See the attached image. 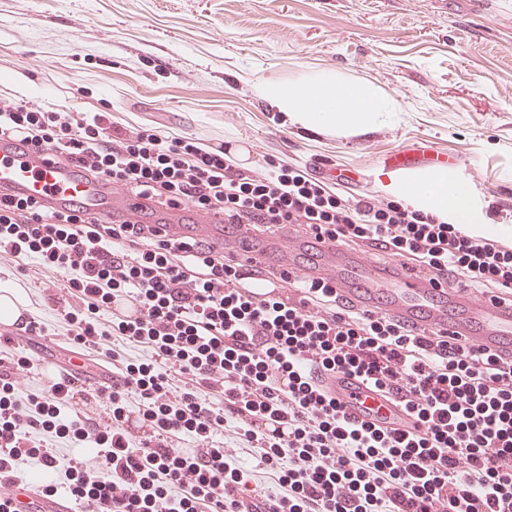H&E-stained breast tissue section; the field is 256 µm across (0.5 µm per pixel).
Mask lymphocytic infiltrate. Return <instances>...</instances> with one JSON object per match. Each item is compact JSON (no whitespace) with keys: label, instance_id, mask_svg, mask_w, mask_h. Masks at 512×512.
<instances>
[{"label":"lymphocytic infiltrate","instance_id":"obj_1","mask_svg":"<svg viewBox=\"0 0 512 512\" xmlns=\"http://www.w3.org/2000/svg\"><path fill=\"white\" fill-rule=\"evenodd\" d=\"M46 152L78 176L106 178L159 205L223 216L258 234L301 226L309 249L343 242L416 262L446 287L512 295V239L437 221L401 202L338 195L291 165L262 177L223 149L103 113L53 112L0 99V136ZM35 259L67 278L62 310L81 347H104L109 385L79 407L60 383L18 390L0 368V478L32 483L63 470L83 512H512V360L441 332L358 309L335 288L285 272L225 264L213 243L163 238L150 224L102 220L84 205L49 210L0 191V257ZM131 300L137 319L101 321ZM147 358L127 357L130 347ZM360 377L416 421L404 432L340 410L319 386ZM146 430H125L129 419ZM92 448L100 464L61 462L34 440ZM273 486L246 494L250 478Z\"/></svg>","mask_w":512,"mask_h":512}]
</instances>
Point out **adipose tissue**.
I'll list each match as a JSON object with an SVG mask.
<instances>
[{
	"mask_svg": "<svg viewBox=\"0 0 512 512\" xmlns=\"http://www.w3.org/2000/svg\"><path fill=\"white\" fill-rule=\"evenodd\" d=\"M260 92L288 122L315 130L365 133L385 124L393 109L392 101L375 85L343 81L331 70L313 71L288 82L267 81ZM385 188L392 199L439 221L466 229L486 222L482 205L472 199L468 182L457 171L396 172L387 176Z\"/></svg>",
	"mask_w": 512,
	"mask_h": 512,
	"instance_id": "adipose-tissue-1",
	"label": "adipose tissue"
}]
</instances>
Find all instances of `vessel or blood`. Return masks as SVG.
Returning <instances> with one entry per match:
<instances>
[{"label": "vessel or blood", "instance_id": "vessel-or-blood-1", "mask_svg": "<svg viewBox=\"0 0 512 512\" xmlns=\"http://www.w3.org/2000/svg\"><path fill=\"white\" fill-rule=\"evenodd\" d=\"M0 188L51 208L79 201L107 219L148 221L159 226L169 239L190 229L196 237L219 240L225 261L248 264L272 260L277 269L290 274L328 281L339 295L351 299L359 308L414 324L421 330L448 332L469 346L512 357V304H499L479 295L444 294L402 263H395L385 272L374 263L371 253L347 254L333 245L322 248L312 269H298L295 257L308 237L301 227L243 250L221 242L220 221L204 215L191 216L181 207L149 213L143 200L113 194L107 180L80 179L70 166L4 137H0ZM321 385L346 412L362 420L375 419L376 409L369 404L372 394L364 383L337 373L324 375Z\"/></svg>", "mask_w": 512, "mask_h": 512}]
</instances>
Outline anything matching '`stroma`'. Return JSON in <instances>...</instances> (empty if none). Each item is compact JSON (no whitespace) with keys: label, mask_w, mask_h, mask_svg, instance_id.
<instances>
[{"label":"stroma","mask_w":512,"mask_h":512,"mask_svg":"<svg viewBox=\"0 0 512 512\" xmlns=\"http://www.w3.org/2000/svg\"><path fill=\"white\" fill-rule=\"evenodd\" d=\"M321 69L378 86L398 112L344 135L261 96V81ZM0 95L241 147L249 175L272 160L341 173L343 194L379 200L393 156L425 146L490 225L512 228V0H0ZM48 279L0 260V284L53 325Z\"/></svg>","instance_id":"1"}]
</instances>
